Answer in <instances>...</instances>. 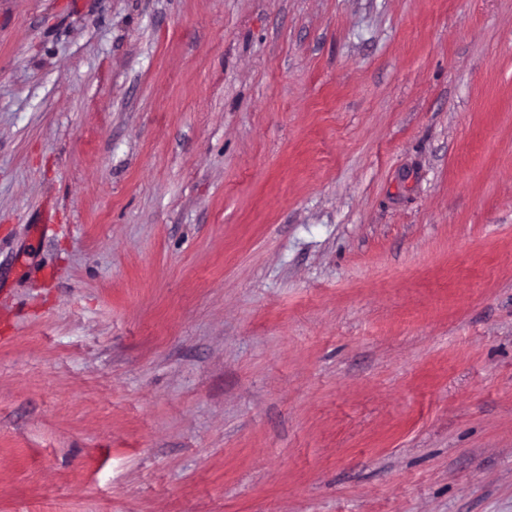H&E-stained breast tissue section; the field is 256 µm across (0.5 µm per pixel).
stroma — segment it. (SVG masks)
I'll return each instance as SVG.
<instances>
[{"label":"stroma","instance_id":"stroma-1","mask_svg":"<svg viewBox=\"0 0 512 512\" xmlns=\"http://www.w3.org/2000/svg\"><path fill=\"white\" fill-rule=\"evenodd\" d=\"M0 512H512V0H0Z\"/></svg>","mask_w":512,"mask_h":512}]
</instances>
